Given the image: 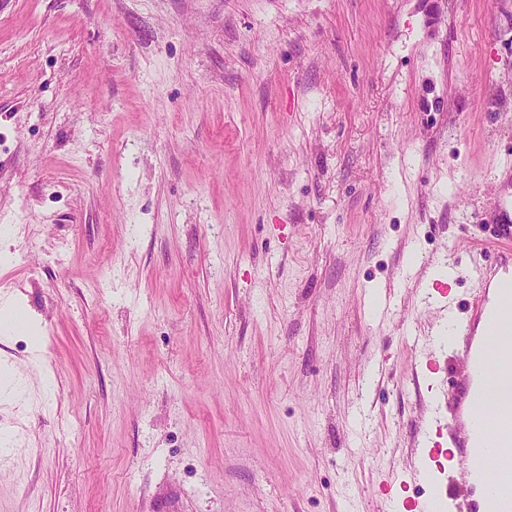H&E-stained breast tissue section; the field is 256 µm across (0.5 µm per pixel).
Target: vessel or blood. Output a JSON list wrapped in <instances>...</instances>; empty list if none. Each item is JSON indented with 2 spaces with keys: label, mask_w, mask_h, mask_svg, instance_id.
Returning a JSON list of instances; mask_svg holds the SVG:
<instances>
[{
  "label": "vessel or blood",
  "mask_w": 512,
  "mask_h": 512,
  "mask_svg": "<svg viewBox=\"0 0 512 512\" xmlns=\"http://www.w3.org/2000/svg\"><path fill=\"white\" fill-rule=\"evenodd\" d=\"M473 303L496 348L488 350L478 341L475 325L458 326L452 350L471 358L473 366L453 379L455 400L448 407V425L459 428L469 418L474 426L469 438L454 440L453 451H444L437 440L424 451L433 460L446 458L449 470L468 475L475 484L467 496L447 488L452 512H512V469L505 466L512 459V403L502 404L489 394L495 384L512 387V289L493 303L486 284H479Z\"/></svg>",
  "instance_id": "vessel-or-blood-1"
}]
</instances>
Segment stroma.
<instances>
[{"mask_svg": "<svg viewBox=\"0 0 512 512\" xmlns=\"http://www.w3.org/2000/svg\"><path fill=\"white\" fill-rule=\"evenodd\" d=\"M510 199L512 0H0V512L436 501Z\"/></svg>", "mask_w": 512, "mask_h": 512, "instance_id": "obj_1", "label": "stroma"}]
</instances>
